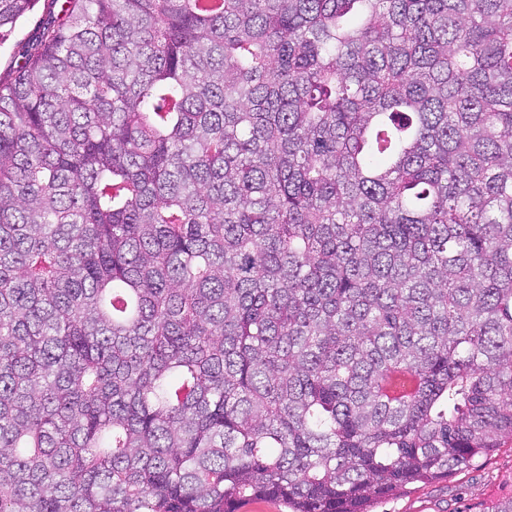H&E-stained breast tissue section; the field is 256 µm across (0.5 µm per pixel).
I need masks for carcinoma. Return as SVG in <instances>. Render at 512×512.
Here are the masks:
<instances>
[{
  "label": "carcinoma",
  "instance_id": "cac0c4a2",
  "mask_svg": "<svg viewBox=\"0 0 512 512\" xmlns=\"http://www.w3.org/2000/svg\"><path fill=\"white\" fill-rule=\"evenodd\" d=\"M40 2L0 512H368L512 439V0H0V38Z\"/></svg>",
  "mask_w": 512,
  "mask_h": 512
}]
</instances>
